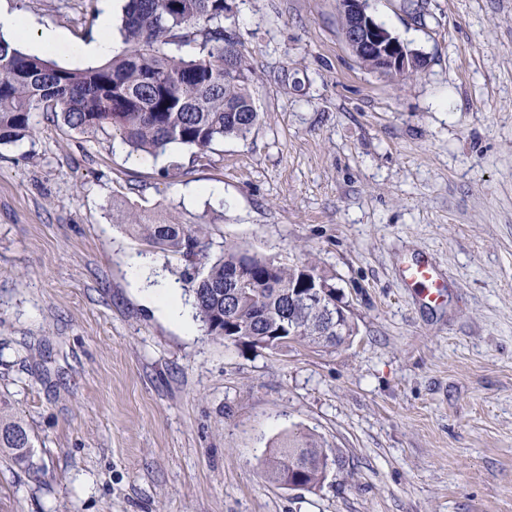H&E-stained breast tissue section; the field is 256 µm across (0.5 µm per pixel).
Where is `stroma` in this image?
<instances>
[{
	"instance_id": "35a3bbf8",
	"label": "stroma",
	"mask_w": 512,
	"mask_h": 512,
	"mask_svg": "<svg viewBox=\"0 0 512 512\" xmlns=\"http://www.w3.org/2000/svg\"><path fill=\"white\" fill-rule=\"evenodd\" d=\"M0 6L100 35L102 0ZM370 9L421 72L361 64L337 0H234L263 119L208 161L47 122L0 146V399L33 436L29 464L0 452V512H512V0ZM116 200L206 222L215 255L316 264L353 336L271 350L172 325L129 261L188 305L186 265L113 223ZM419 253L441 306L399 279ZM297 432L341 460L319 488L263 475Z\"/></svg>"
}]
</instances>
